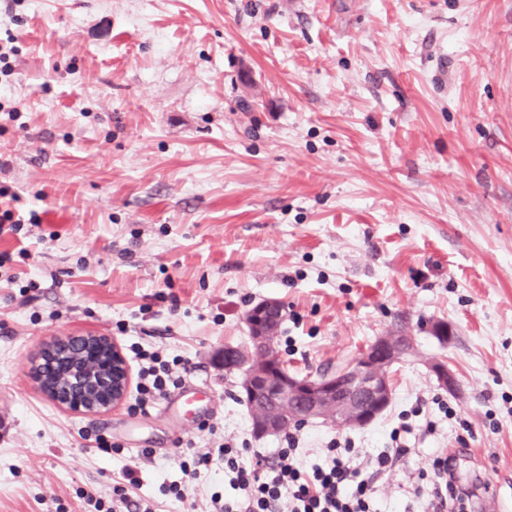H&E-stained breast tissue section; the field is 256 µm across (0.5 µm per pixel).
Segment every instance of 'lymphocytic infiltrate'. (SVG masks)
<instances>
[{
	"instance_id": "lymphocytic-infiltrate-1",
	"label": "lymphocytic infiltrate",
	"mask_w": 512,
	"mask_h": 512,
	"mask_svg": "<svg viewBox=\"0 0 512 512\" xmlns=\"http://www.w3.org/2000/svg\"><path fill=\"white\" fill-rule=\"evenodd\" d=\"M135 355L140 361L135 408L144 413L182 385L189 368L172 367L156 352L139 349ZM400 436V429H393L391 447L372 458L363 457L351 440H331L324 464L309 470L298 463L296 434H286L285 447L271 458L225 442L224 474L237 494L212 498V512H372L377 476L399 466L408 454ZM247 455L252 458L248 464L243 461ZM452 463V456L442 454L433 459L429 471L419 474L430 487V512H447L448 501L455 496Z\"/></svg>"
}]
</instances>
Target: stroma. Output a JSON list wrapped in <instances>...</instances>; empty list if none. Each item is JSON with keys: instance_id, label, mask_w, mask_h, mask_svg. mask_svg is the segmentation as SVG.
<instances>
[{"instance_id": "stroma-1", "label": "stroma", "mask_w": 512, "mask_h": 512, "mask_svg": "<svg viewBox=\"0 0 512 512\" xmlns=\"http://www.w3.org/2000/svg\"><path fill=\"white\" fill-rule=\"evenodd\" d=\"M9 36L0 186L41 221L0 229V512H108L126 469L153 512L233 497L223 457L188 481L178 444L284 446L211 363L267 299L300 376L414 338L372 423L295 427L304 468L334 438L380 452L420 402L376 512H423L443 452L454 512H512V0H0ZM87 332L188 360L195 401L55 404L30 362Z\"/></svg>"}]
</instances>
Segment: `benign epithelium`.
Listing matches in <instances>:
<instances>
[{
	"label": "benign epithelium",
	"mask_w": 512,
	"mask_h": 512,
	"mask_svg": "<svg viewBox=\"0 0 512 512\" xmlns=\"http://www.w3.org/2000/svg\"><path fill=\"white\" fill-rule=\"evenodd\" d=\"M284 316V307L276 300H264L243 317L250 347L242 355L224 348L214 359L226 372L241 370L240 391L247 401L263 393L273 406L255 408V427L262 434L278 435L289 427L311 419H323L334 426L365 425L389 404V369L412 345V337L402 333L376 337L347 367L317 377H295L274 362L267 349L272 347ZM82 358L80 368H68L54 376L56 386L47 394L59 405L87 412H102L120 406L128 393L131 375L119 344L110 336L87 332L77 336H59L45 343L31 366L32 377L45 379L42 366L66 365L69 356ZM430 371L440 385L453 389L455 373L447 362L436 360ZM99 394L88 402L87 390Z\"/></svg>",
	"instance_id": "obj_1"
}]
</instances>
